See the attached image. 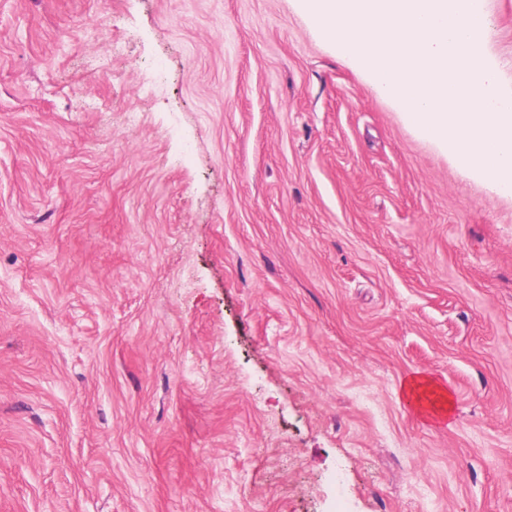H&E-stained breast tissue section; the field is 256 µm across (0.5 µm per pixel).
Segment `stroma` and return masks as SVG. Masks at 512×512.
<instances>
[{
  "mask_svg": "<svg viewBox=\"0 0 512 512\" xmlns=\"http://www.w3.org/2000/svg\"><path fill=\"white\" fill-rule=\"evenodd\" d=\"M336 500L512 512V191L299 0H0V512ZM429 393L433 398L435 410L427 412L421 402L422 396ZM402 395L407 406L415 413L429 418L432 421L442 423L453 410L452 399L447 390L440 386L431 377L418 374L411 377L404 385L402 384Z\"/></svg>",
  "mask_w": 512,
  "mask_h": 512,
  "instance_id": "stroma-1",
  "label": "stroma"
}]
</instances>
